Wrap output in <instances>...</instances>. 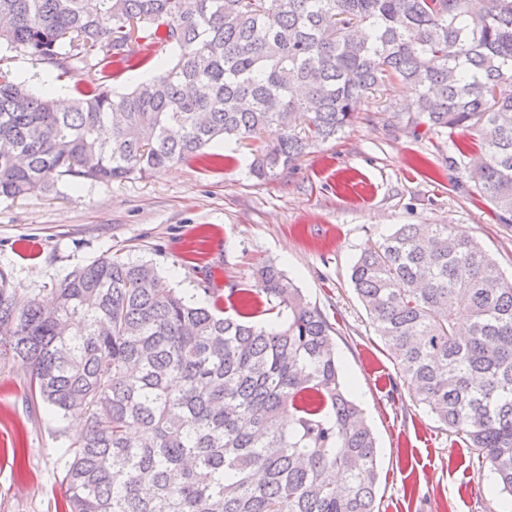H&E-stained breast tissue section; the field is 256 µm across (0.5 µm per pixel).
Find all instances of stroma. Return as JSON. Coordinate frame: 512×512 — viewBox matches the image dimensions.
I'll list each match as a JSON object with an SVG mask.
<instances>
[{
	"instance_id": "obj_1",
	"label": "stroma",
	"mask_w": 512,
	"mask_h": 512,
	"mask_svg": "<svg viewBox=\"0 0 512 512\" xmlns=\"http://www.w3.org/2000/svg\"><path fill=\"white\" fill-rule=\"evenodd\" d=\"M106 77L79 66L59 77L48 64L0 45V68L34 92L45 78L67 90L108 83L118 92L156 75L171 57ZM404 85L365 98L353 123L268 180L249 171L259 141L215 140L201 158L121 182L66 179L53 191L0 199V270L20 297L50 299L72 271L113 254L152 264L197 303L207 289H255L257 269L282 270L333 327L342 381L377 439L376 512H500L475 449L413 396L355 292L351 267L399 224H451L477 239L512 274V224L474 194L467 168L448 164V138L394 118ZM81 430L33 400L28 372L0 361V512H57L64 450Z\"/></svg>"
}]
</instances>
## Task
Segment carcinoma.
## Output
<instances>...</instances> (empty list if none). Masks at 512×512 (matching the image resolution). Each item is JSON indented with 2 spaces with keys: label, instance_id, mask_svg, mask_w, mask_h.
I'll use <instances>...</instances> for the list:
<instances>
[{
  "label": "carcinoma",
  "instance_id": "obj_1",
  "mask_svg": "<svg viewBox=\"0 0 512 512\" xmlns=\"http://www.w3.org/2000/svg\"><path fill=\"white\" fill-rule=\"evenodd\" d=\"M0 17L1 43L63 75L176 51L134 90L80 89L63 110L0 70V198L145 177L220 136L269 135L250 164L268 179L400 81L415 97L393 111L448 133L449 164L512 224V98L495 93L512 78V0H0ZM257 278L279 325L224 315L209 288L194 304L118 255L71 272L49 305L0 271V359L29 369L33 398L84 420L62 512H375L376 440L332 324L277 268ZM351 281L416 400L512 496V277L462 231L401 224Z\"/></svg>",
  "mask_w": 512,
  "mask_h": 512
}]
</instances>
